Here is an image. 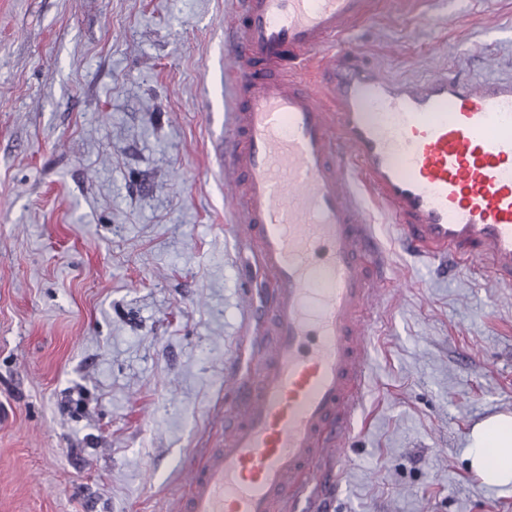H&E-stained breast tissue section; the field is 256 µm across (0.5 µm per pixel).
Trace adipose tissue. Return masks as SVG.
Returning <instances> with one entry per match:
<instances>
[{
	"instance_id": "1",
	"label": "adipose tissue",
	"mask_w": 512,
	"mask_h": 512,
	"mask_svg": "<svg viewBox=\"0 0 512 512\" xmlns=\"http://www.w3.org/2000/svg\"><path fill=\"white\" fill-rule=\"evenodd\" d=\"M471 466L486 483H512V416L497 415L471 433Z\"/></svg>"
}]
</instances>
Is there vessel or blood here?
Wrapping results in <instances>:
<instances>
[{
	"label": "vessel or blood",
	"mask_w": 512,
	"mask_h": 512,
	"mask_svg": "<svg viewBox=\"0 0 512 512\" xmlns=\"http://www.w3.org/2000/svg\"><path fill=\"white\" fill-rule=\"evenodd\" d=\"M373 7L240 0L230 22V231L256 246L268 286L240 291L258 354L175 512H294L338 462L384 281L368 199L428 258L512 284V78L402 81L331 54Z\"/></svg>",
	"instance_id": "vessel-or-blood-1"
}]
</instances>
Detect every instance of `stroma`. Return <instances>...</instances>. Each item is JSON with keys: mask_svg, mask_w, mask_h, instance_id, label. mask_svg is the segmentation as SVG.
<instances>
[{"mask_svg": "<svg viewBox=\"0 0 512 512\" xmlns=\"http://www.w3.org/2000/svg\"><path fill=\"white\" fill-rule=\"evenodd\" d=\"M238 0H0V512H173L224 441L243 283L225 226ZM397 80L512 75V0H396L332 46ZM370 217L386 283L312 512H512L469 435L512 415V286Z\"/></svg>", "mask_w": 512, "mask_h": 512, "instance_id": "35a3bbf8", "label": "stroma"}]
</instances>
